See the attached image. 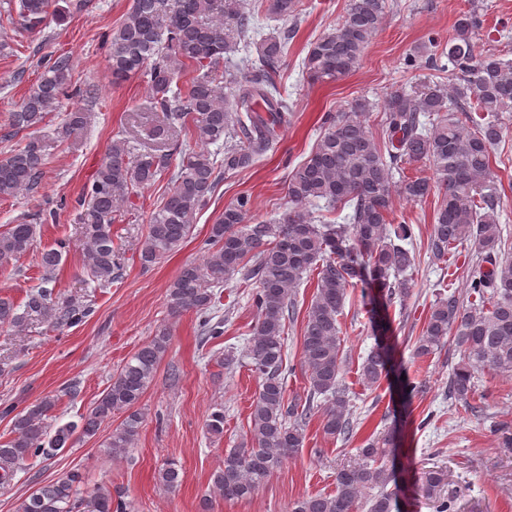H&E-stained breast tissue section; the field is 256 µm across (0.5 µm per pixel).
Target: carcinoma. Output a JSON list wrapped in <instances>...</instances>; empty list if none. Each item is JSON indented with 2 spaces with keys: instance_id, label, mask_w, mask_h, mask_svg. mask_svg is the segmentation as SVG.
<instances>
[{
  "instance_id": "obj_1",
  "label": "carcinoma",
  "mask_w": 512,
  "mask_h": 512,
  "mask_svg": "<svg viewBox=\"0 0 512 512\" xmlns=\"http://www.w3.org/2000/svg\"><path fill=\"white\" fill-rule=\"evenodd\" d=\"M86 0H69L64 8L52 0H0V17L29 33L46 27L49 16L80 13ZM385 0H350L339 22L309 43L301 61L302 76L312 83L339 80L360 64L378 35ZM302 0H132L112 30L109 68L112 83L132 76L146 84L150 109L161 113L152 131L159 140L179 130L195 147L171 153L145 151L128 137L115 138L79 200L82 268L99 284L121 278L125 251L115 242L113 224L135 210L143 190L166 182L150 214L137 253L150 267L178 251L191 235L224 174L247 169L264 155L288 126L292 107L281 91L288 40L298 32ZM264 13L291 22V28L259 42L250 32L255 15ZM480 17L470 8L456 19L445 44H436L427 64L450 72L452 83L424 82L410 92L396 90L384 98L382 135L373 134L365 116L373 103L354 100L349 111L327 114L325 130L308 157L288 174V211L279 221L252 224L251 197L241 195L224 207L202 242L204 259L182 266L169 284L168 308L177 316L192 311L200 318L204 339L224 334L215 289L234 280L254 286L252 306L257 321L246 349L250 371L259 379L251 403L249 437L224 454L214 474L213 492L227 501L251 497L284 461L297 455L314 401L323 397L322 430L332 437L350 436V400L342 384L343 346L339 316L347 297L363 284L379 289L377 304L386 308L395 297L413 294L416 268L409 245L413 225L392 223L394 196L408 202L436 198L428 241L433 256L445 261L460 246L488 260L490 268L471 277L469 306L451 293L429 309L417 337L414 357H429L451 343L461 359L448 379L455 399L468 402L479 372L512 373V258L494 260L502 244L501 193L495 180V146L505 131L503 113L512 112V60L476 51ZM248 49L234 67L224 61ZM255 52H250V49ZM447 63L440 64L441 59ZM38 82L4 125L8 141L21 131L45 124L67 96L73 65L69 55L44 57ZM81 105L62 115L54 129L57 140L83 130L99 104L98 90L76 91ZM46 141L29 138L0 159V199L35 193L46 165ZM181 154L173 164L174 154ZM427 162L430 176H409L405 166ZM343 222L336 213L344 208ZM37 225L22 220L0 232V271L15 265L36 246ZM69 248L65 240L43 250L45 273L22 303L0 295V330L19 333L39 319L77 322L85 314L57 300L50 287L52 272ZM314 282L300 343L305 368V404L290 403L286 393L284 341L294 321L298 288ZM381 339L360 366V378L376 389L391 365L387 317L377 321ZM170 332L162 328L143 344L112 378L94 406L57 429L50 418L58 397L17 409L11 437L0 443V485H10L20 465L30 458L49 459L74 436L92 437L116 412L125 418L106 442L118 460L134 447L145 420L141 400L168 351ZM214 436L224 434V408L205 421ZM397 452L394 433L370 437L357 457L335 473V491L296 500L291 512H393L396 500L386 491L392 473L384 460ZM181 467L170 460L158 470L159 485L172 490L182 482ZM445 480L441 471L425 476L427 496L436 512H453V504L437 496ZM82 475L72 472L41 484L22 499L16 512H131L119 491L79 489ZM379 489L365 498L369 489Z\"/></svg>"
}]
</instances>
